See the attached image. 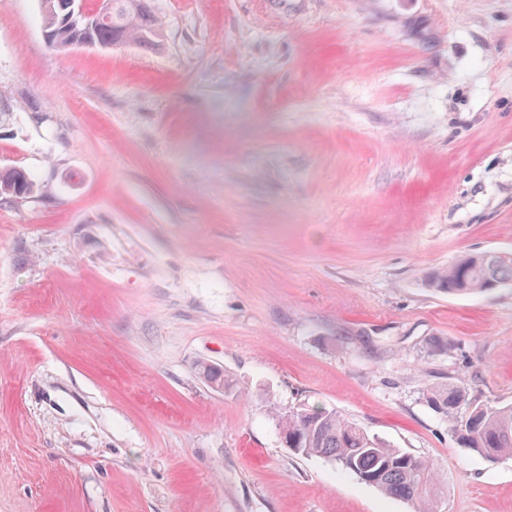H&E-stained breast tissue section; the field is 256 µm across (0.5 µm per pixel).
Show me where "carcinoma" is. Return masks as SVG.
<instances>
[{
  "instance_id": "obj_1",
  "label": "carcinoma",
  "mask_w": 512,
  "mask_h": 512,
  "mask_svg": "<svg viewBox=\"0 0 512 512\" xmlns=\"http://www.w3.org/2000/svg\"><path fill=\"white\" fill-rule=\"evenodd\" d=\"M42 7L49 46L63 50L76 45L105 46L116 40L145 47L160 45L161 29L150 0H112V18L63 22L76 0H45ZM38 188L22 168L0 171V194L22 199ZM427 286L448 295L468 296L494 288H512V258L495 251L463 256L427 276ZM199 376L210 387L228 385L224 370L202 365ZM465 393L457 387L427 388V402L445 414L460 444L489 460L512 456V405H474L464 418L457 416ZM278 433L288 439L293 453L324 457L362 483L389 497L410 502L413 512H433L430 498L438 480L428 460L393 448L333 411L301 407L275 416Z\"/></svg>"
}]
</instances>
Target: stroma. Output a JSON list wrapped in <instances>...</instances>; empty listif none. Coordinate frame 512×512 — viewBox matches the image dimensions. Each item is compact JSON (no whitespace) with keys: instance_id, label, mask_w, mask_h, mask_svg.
Wrapping results in <instances>:
<instances>
[{"instance_id":"obj_1","label":"stroma","mask_w":512,"mask_h":512,"mask_svg":"<svg viewBox=\"0 0 512 512\" xmlns=\"http://www.w3.org/2000/svg\"><path fill=\"white\" fill-rule=\"evenodd\" d=\"M162 44L48 46L0 0V512H411L282 443L336 411L431 461L434 512H512V0H152ZM220 366L217 391L197 366ZM38 188L33 176L22 168L0 171V194L5 197L22 199L32 195ZM485 251L463 256L447 267L432 271L427 286L448 295L468 296L494 288H512V258ZM427 402L448 418V426L460 444L489 460L512 456V405H474L465 418L457 416L465 393L458 387L434 385L427 388Z\"/></svg>"}]
</instances>
